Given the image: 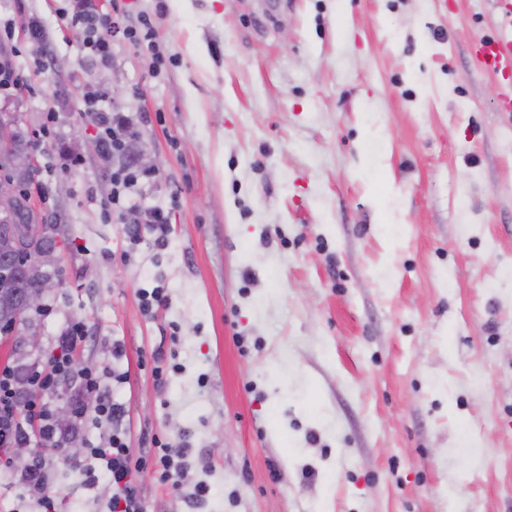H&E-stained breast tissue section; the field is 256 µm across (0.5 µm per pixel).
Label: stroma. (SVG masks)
Masks as SVG:
<instances>
[{"label":"stroma","mask_w":512,"mask_h":512,"mask_svg":"<svg viewBox=\"0 0 512 512\" xmlns=\"http://www.w3.org/2000/svg\"><path fill=\"white\" fill-rule=\"evenodd\" d=\"M95 3L120 25L105 63L68 0H0L27 81L0 113L26 136L55 114L22 190L59 246L39 347L0 336V366L85 324L75 361L126 373L132 458L191 449L177 486L134 469L144 512H512V112L471 51L493 0ZM144 16L149 44L125 33ZM95 95L140 119L134 204L169 211L165 249L101 208ZM41 454L57 512H109L106 481Z\"/></svg>","instance_id":"1"}]
</instances>
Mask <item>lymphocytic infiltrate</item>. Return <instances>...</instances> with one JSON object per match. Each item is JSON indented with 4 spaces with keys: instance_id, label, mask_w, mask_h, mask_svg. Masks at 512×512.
Masks as SVG:
<instances>
[{
    "instance_id": "f902f5d3",
    "label": "lymphocytic infiltrate",
    "mask_w": 512,
    "mask_h": 512,
    "mask_svg": "<svg viewBox=\"0 0 512 512\" xmlns=\"http://www.w3.org/2000/svg\"><path fill=\"white\" fill-rule=\"evenodd\" d=\"M71 26L95 58L102 61L109 58L111 46L102 33L111 28V15L78 5L71 15ZM83 104L96 115L104 161L114 164L107 208L123 212L147 177L146 171L118 161L137 139L138 125L125 113L100 109L98 98H84ZM73 371L81 380L82 393L94 394L96 398L93 421L106 428L99 443L88 450L93 464L84 469V481L91 484L102 477L108 480L112 489L110 512H143L138 490L131 479L129 448L118 427L126 413L125 406L113 397L98 373L74 370L68 356H51L45 364L31 367L22 376L13 366L0 367V444L22 446L35 434L42 447L61 450L68 431L56 422L45 399L54 392L59 378Z\"/></svg>"
}]
</instances>
